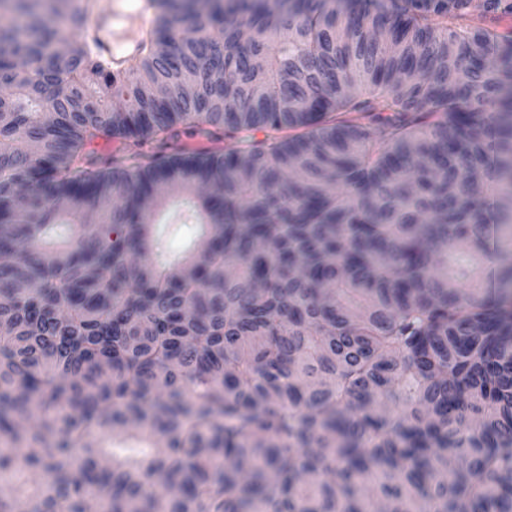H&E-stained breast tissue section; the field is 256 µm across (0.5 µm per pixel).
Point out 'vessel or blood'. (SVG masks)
<instances>
[{"mask_svg": "<svg viewBox=\"0 0 512 512\" xmlns=\"http://www.w3.org/2000/svg\"><path fill=\"white\" fill-rule=\"evenodd\" d=\"M156 19L152 0H106L90 13L87 25L96 38V52L105 60L116 80H124L139 58Z\"/></svg>", "mask_w": 512, "mask_h": 512, "instance_id": "vessel-or-blood-1", "label": "vessel or blood"}]
</instances>
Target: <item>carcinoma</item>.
<instances>
[{
    "label": "carcinoma",
    "instance_id": "obj_1",
    "mask_svg": "<svg viewBox=\"0 0 512 512\" xmlns=\"http://www.w3.org/2000/svg\"><path fill=\"white\" fill-rule=\"evenodd\" d=\"M155 2L120 112L92 0L0 37V512H512V0ZM156 225V232L170 258L186 254L188 247L200 233L194 216L181 201H176L161 213Z\"/></svg>",
    "mask_w": 512,
    "mask_h": 512
}]
</instances>
